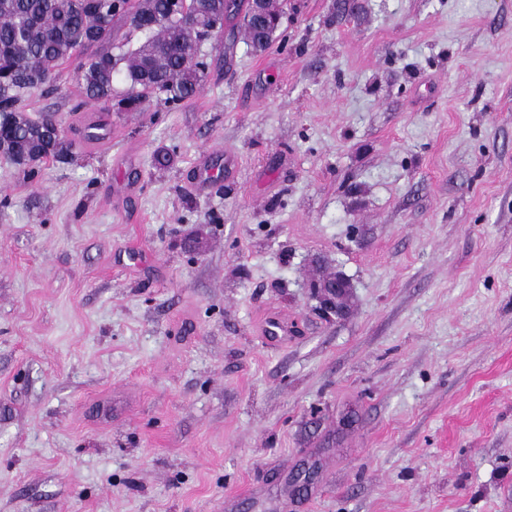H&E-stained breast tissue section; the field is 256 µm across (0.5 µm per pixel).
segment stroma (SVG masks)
Masks as SVG:
<instances>
[{"label": "stroma", "instance_id": "stroma-1", "mask_svg": "<svg viewBox=\"0 0 512 512\" xmlns=\"http://www.w3.org/2000/svg\"><path fill=\"white\" fill-rule=\"evenodd\" d=\"M202 52L142 112L71 58L25 103L65 160L0 159V512H512V0ZM312 289L323 314H334L339 317L346 313V298L350 292V284L343 275L336 273L324 276L315 282Z\"/></svg>", "mask_w": 512, "mask_h": 512}]
</instances>
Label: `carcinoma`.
Returning <instances> with one entry per match:
<instances>
[{
	"label": "carcinoma",
	"instance_id": "carcinoma-1",
	"mask_svg": "<svg viewBox=\"0 0 512 512\" xmlns=\"http://www.w3.org/2000/svg\"><path fill=\"white\" fill-rule=\"evenodd\" d=\"M235 19L249 32L248 0H0V154L26 175L63 156L55 120H33L22 104L49 90L69 58L82 57L77 81L87 99L141 112L154 98L175 103L197 95L207 69L198 46ZM117 20L130 33L118 43Z\"/></svg>",
	"mask_w": 512,
	"mask_h": 512
}]
</instances>
